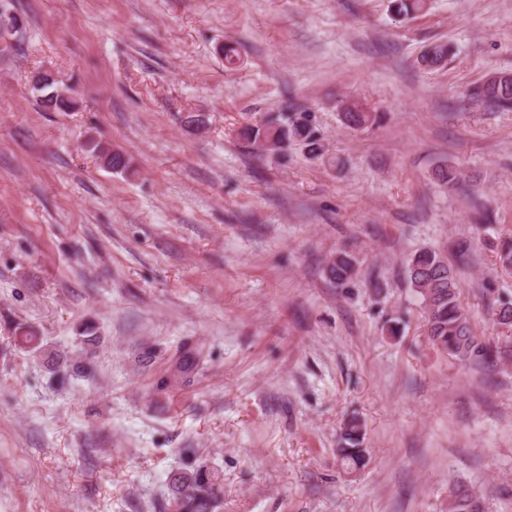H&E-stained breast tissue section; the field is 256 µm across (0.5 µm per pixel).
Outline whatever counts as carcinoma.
Listing matches in <instances>:
<instances>
[{
  "mask_svg": "<svg viewBox=\"0 0 512 512\" xmlns=\"http://www.w3.org/2000/svg\"><path fill=\"white\" fill-rule=\"evenodd\" d=\"M394 13L402 17L413 16L427 8L426 0H392ZM452 52L446 43L429 46L424 61L437 67ZM57 81H48L41 88L39 103L43 110L73 111L77 108L76 91L68 87V96H60ZM469 95L499 111H512V74L498 82H483L471 88ZM342 123L350 128L373 126L381 121V115L370 112L359 104H349L341 113ZM246 146L273 156H284L291 147H299L313 158H325L337 166L339 161L327 156L325 137L314 112L293 102H286L277 112H270L259 123L248 125L239 132ZM97 156L111 170L127 167L125 156L111 147L93 146ZM438 179L453 188L461 187L463 174L452 166L437 169ZM329 276L338 285L351 282L359 273L357 259L346 251H340L327 262ZM406 279L421 298L427 335L430 341L448 355L463 364L486 363L500 351L478 336L469 314L461 306L456 272L438 251L422 248L406 259ZM364 434L356 420L349 421L341 434V446L337 449L341 463L353 473L365 466L367 449L363 448ZM176 494L181 512H210L215 499V483L201 475L184 476L177 481ZM448 512H483L480 498L473 487L464 482L450 485Z\"/></svg>",
  "mask_w": 512,
  "mask_h": 512,
  "instance_id": "obj_1",
  "label": "carcinoma"
}]
</instances>
